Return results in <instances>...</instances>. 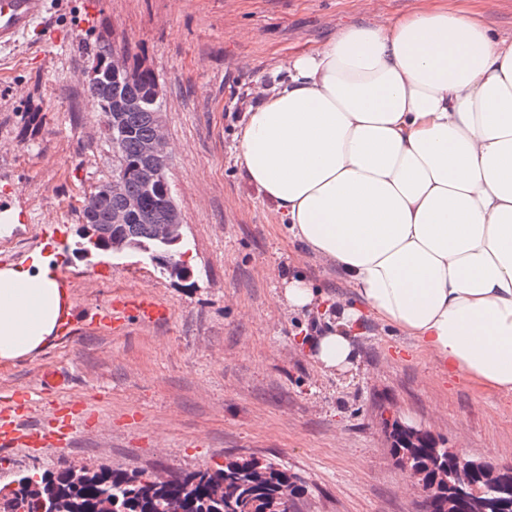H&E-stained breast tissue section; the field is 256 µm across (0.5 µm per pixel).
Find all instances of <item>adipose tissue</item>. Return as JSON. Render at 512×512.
<instances>
[{"label": "adipose tissue", "mask_w": 512, "mask_h": 512, "mask_svg": "<svg viewBox=\"0 0 512 512\" xmlns=\"http://www.w3.org/2000/svg\"><path fill=\"white\" fill-rule=\"evenodd\" d=\"M497 0H418L295 51L238 157L289 233L359 297L313 358L348 369L361 309L450 375L512 397V36ZM52 257L0 268V363L70 313Z\"/></svg>", "instance_id": "1"}]
</instances>
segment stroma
Segmentation results:
<instances>
[{
  "instance_id": "stroma-1",
  "label": "stroma",
  "mask_w": 512,
  "mask_h": 512,
  "mask_svg": "<svg viewBox=\"0 0 512 512\" xmlns=\"http://www.w3.org/2000/svg\"><path fill=\"white\" fill-rule=\"evenodd\" d=\"M368 18L360 0H47L43 21L0 48V213H20L0 237V267L38 250L54 256L79 328L1 363L0 398L21 386L48 409L77 395L100 419L61 449L0 450V485L20 471L180 472L253 455L305 481L304 512H423L392 456L396 418L437 447L512 465V399L448 378L373 318L355 329L350 369L309 357L312 328L335 329L352 292L288 235L237 160L244 117L279 81V62ZM102 40L160 83L187 280L159 275L133 252L82 259L66 250L83 192L117 167L81 80ZM293 277L321 303L298 312L278 303ZM126 293L157 299L166 321L127 316L122 332L101 330L113 297ZM48 370L70 373L71 384L45 387Z\"/></svg>"
}]
</instances>
